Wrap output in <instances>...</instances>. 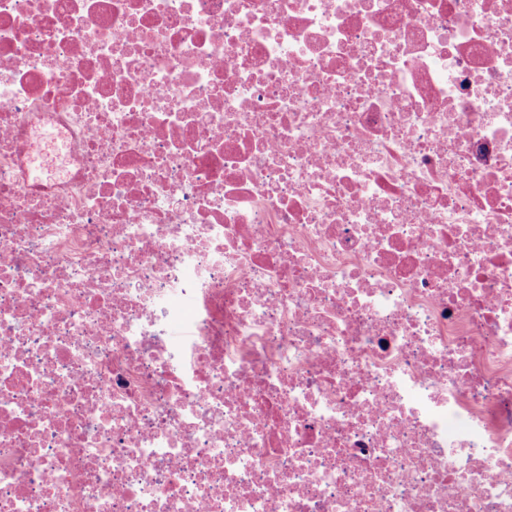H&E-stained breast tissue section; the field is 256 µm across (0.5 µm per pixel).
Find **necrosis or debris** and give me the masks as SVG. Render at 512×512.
<instances>
[{
  "label": "necrosis or debris",
  "instance_id": "obj_1",
  "mask_svg": "<svg viewBox=\"0 0 512 512\" xmlns=\"http://www.w3.org/2000/svg\"><path fill=\"white\" fill-rule=\"evenodd\" d=\"M0 512H512V0H0Z\"/></svg>",
  "mask_w": 512,
  "mask_h": 512
}]
</instances>
